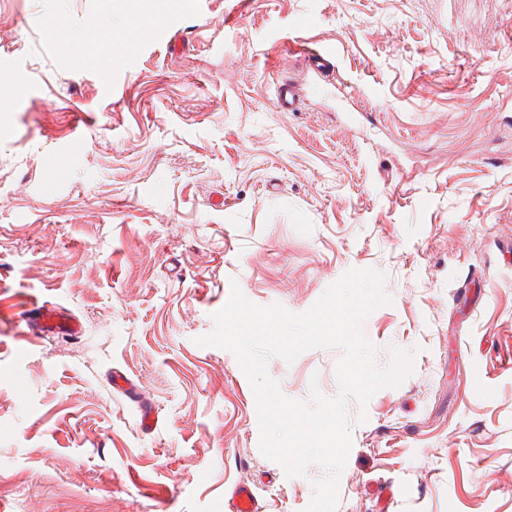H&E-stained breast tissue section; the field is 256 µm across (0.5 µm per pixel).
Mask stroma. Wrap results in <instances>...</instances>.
Here are the masks:
<instances>
[{"label":"stroma","instance_id":"35a3bbf8","mask_svg":"<svg viewBox=\"0 0 512 512\" xmlns=\"http://www.w3.org/2000/svg\"><path fill=\"white\" fill-rule=\"evenodd\" d=\"M162 19L160 41L121 0H0V81L27 88L0 104V307L35 294L82 322L66 341L0 320V512H228L242 483L262 512H304L323 470L261 454L249 381L196 339L232 285L301 313L352 269L385 275L362 331L413 371L348 399L336 512H512V0H184ZM107 27L134 48L99 49ZM285 79L299 111L275 107ZM342 354L267 372L333 397ZM111 384L114 388H118L122 390L126 396L133 399L134 401L140 403L141 407V417H140V425L143 428L149 429L152 428L155 423V413L152 406L142 402L139 399L140 392L137 388L132 385L127 376L121 371H114L111 374Z\"/></svg>","mask_w":512,"mask_h":512}]
</instances>
